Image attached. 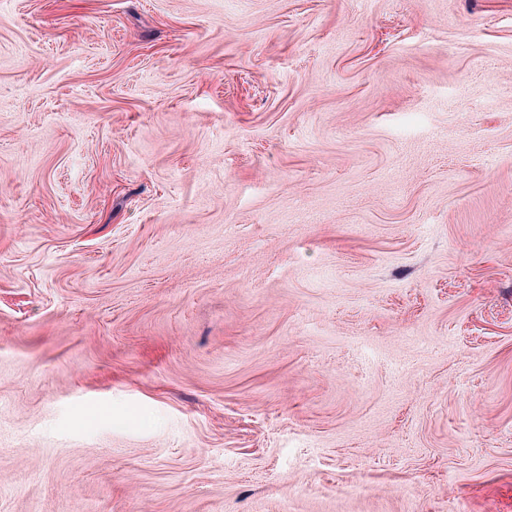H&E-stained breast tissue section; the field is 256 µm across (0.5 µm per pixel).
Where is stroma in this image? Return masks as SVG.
Segmentation results:
<instances>
[{
  "label": "stroma",
  "instance_id": "stroma-1",
  "mask_svg": "<svg viewBox=\"0 0 512 512\" xmlns=\"http://www.w3.org/2000/svg\"><path fill=\"white\" fill-rule=\"evenodd\" d=\"M0 512H512V0H0Z\"/></svg>",
  "mask_w": 512,
  "mask_h": 512
}]
</instances>
